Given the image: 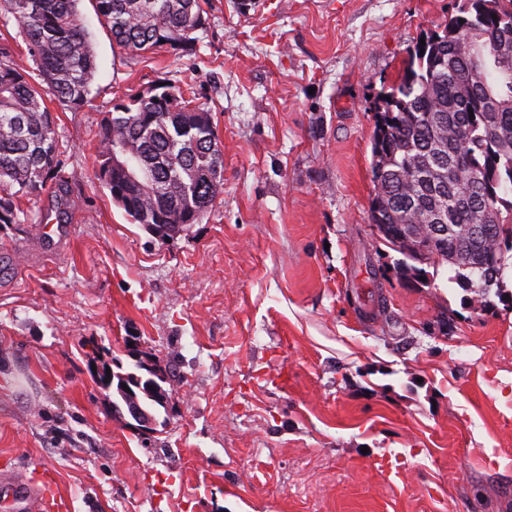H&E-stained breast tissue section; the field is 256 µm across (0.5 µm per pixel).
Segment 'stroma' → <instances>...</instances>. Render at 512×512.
I'll use <instances>...</instances> for the list:
<instances>
[{"label": "stroma", "instance_id": "stroma-1", "mask_svg": "<svg viewBox=\"0 0 512 512\" xmlns=\"http://www.w3.org/2000/svg\"><path fill=\"white\" fill-rule=\"evenodd\" d=\"M458 0H207L197 52L118 46L80 0L88 102L57 110L48 192L0 224V458L52 470L71 512H507L512 271L477 302L428 283L371 220L374 95ZM169 82L208 108L224 190L168 240L97 178L116 99ZM167 372L152 434L114 416L95 351Z\"/></svg>", "mask_w": 512, "mask_h": 512}]
</instances>
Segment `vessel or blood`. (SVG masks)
<instances>
[{
  "mask_svg": "<svg viewBox=\"0 0 512 512\" xmlns=\"http://www.w3.org/2000/svg\"><path fill=\"white\" fill-rule=\"evenodd\" d=\"M52 479L45 469H35L33 476L18 481L10 461L0 462V487L11 496L14 512H68L63 497L51 491Z\"/></svg>",
  "mask_w": 512,
  "mask_h": 512,
  "instance_id": "vessel-or-blood-1",
  "label": "vessel or blood"
}]
</instances>
